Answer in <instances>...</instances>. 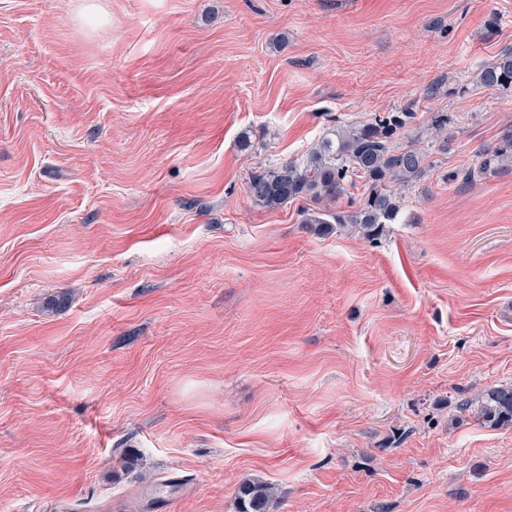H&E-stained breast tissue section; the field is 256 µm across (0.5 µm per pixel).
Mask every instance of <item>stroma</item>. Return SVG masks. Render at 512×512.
Here are the masks:
<instances>
[{"label":"stroma","instance_id":"obj_1","mask_svg":"<svg viewBox=\"0 0 512 512\" xmlns=\"http://www.w3.org/2000/svg\"><path fill=\"white\" fill-rule=\"evenodd\" d=\"M507 46L512 0H0V512H512V163L445 180ZM388 112L431 166L381 239L248 197ZM475 416L486 423L512 425V386H500L488 390ZM270 487L260 482L246 483L238 490V512H268Z\"/></svg>","mask_w":512,"mask_h":512}]
</instances>
